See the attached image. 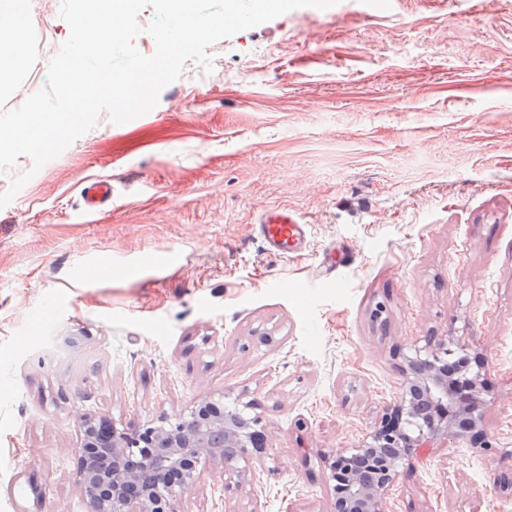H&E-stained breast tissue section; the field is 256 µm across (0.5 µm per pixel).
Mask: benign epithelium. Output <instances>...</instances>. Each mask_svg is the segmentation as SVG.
<instances>
[{
	"label": "benign epithelium",
	"instance_id": "obj_1",
	"mask_svg": "<svg viewBox=\"0 0 512 512\" xmlns=\"http://www.w3.org/2000/svg\"><path fill=\"white\" fill-rule=\"evenodd\" d=\"M467 348L448 339L429 337L401 367V392L390 412L355 448L330 451L325 457L332 512H385L384 500L396 482L399 463L436 441H466L482 423L481 407L491 394L480 372H448L450 357ZM229 410L208 398L195 402L186 423L170 427L116 428L98 431L96 418H77L76 449L80 487L90 512H173L172 472L183 475L186 491L199 478L198 466L224 464L237 491L253 481L252 448L264 438L259 417Z\"/></svg>",
	"mask_w": 512,
	"mask_h": 512
}]
</instances>
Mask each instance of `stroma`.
<instances>
[{
	"label": "stroma",
	"mask_w": 512,
	"mask_h": 512,
	"mask_svg": "<svg viewBox=\"0 0 512 512\" xmlns=\"http://www.w3.org/2000/svg\"><path fill=\"white\" fill-rule=\"evenodd\" d=\"M48 35L60 0H29L0 113L46 83ZM208 54L150 112L0 174H32L0 209V512H88L78 414L174 424L244 390L264 466L228 499L207 462L175 512H330L323 452L361 442L429 336L483 361L494 448L420 449L385 512H512V0H338ZM270 208L304 251L268 249ZM82 194L87 210L95 212L112 198V186L107 181H95L88 184ZM307 225L299 224L287 209L266 210L260 219L259 230L265 243L278 254L288 257L306 243Z\"/></svg>",
	"instance_id": "35a3bbf8"
}]
</instances>
